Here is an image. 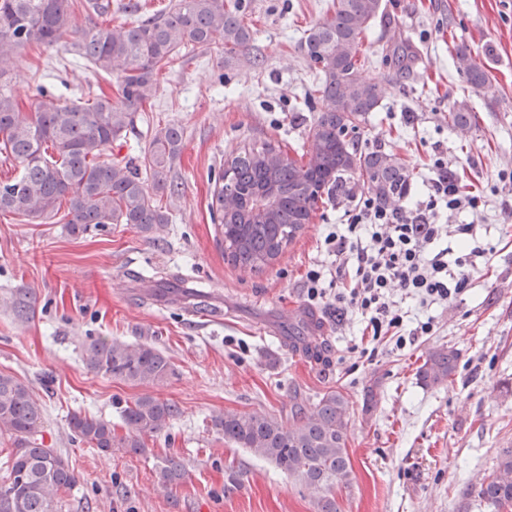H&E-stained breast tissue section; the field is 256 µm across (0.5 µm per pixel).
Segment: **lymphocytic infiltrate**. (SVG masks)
Masks as SVG:
<instances>
[{
  "instance_id": "obj_1",
  "label": "lymphocytic infiltrate",
  "mask_w": 512,
  "mask_h": 512,
  "mask_svg": "<svg viewBox=\"0 0 512 512\" xmlns=\"http://www.w3.org/2000/svg\"><path fill=\"white\" fill-rule=\"evenodd\" d=\"M422 191L405 192L391 206L371 191L352 188L346 221L332 225L323 241L336 259L337 303L360 312L373 339L391 336L397 348L432 335V320L406 326L394 293L429 307L453 302L469 288L471 274L494 247L476 238L469 224H443L455 212L479 214L482 200L448 176L442 152L429 157Z\"/></svg>"
}]
</instances>
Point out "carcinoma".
Segmentation results:
<instances>
[{"label": "carcinoma", "mask_w": 512, "mask_h": 512, "mask_svg": "<svg viewBox=\"0 0 512 512\" xmlns=\"http://www.w3.org/2000/svg\"><path fill=\"white\" fill-rule=\"evenodd\" d=\"M73 0H0V159L20 167L0 181V213H14L32 224L61 212L66 230L82 236L130 224L146 240L157 241L170 214L155 199L175 195L170 179L183 148L173 124L152 129L138 164L107 154L112 143L134 129L144 111L157 72L182 50L207 48L224 40L229 61L250 46L252 30L243 23L249 0H175L169 11L132 25L96 26L80 34L77 55L107 74L117 75V95H96L87 102L63 104L42 96L34 111H20L6 69L17 50L49 46L73 30ZM334 14L306 31L300 50L315 73L313 98L321 108L311 125V149L290 154L271 144L253 146L228 159L220 180L237 192V204L224 208V185L214 197L221 219L224 258L235 267L261 273L270 267L308 223L322 192L347 194L351 180L391 203L404 190V168L361 143V127L381 105L378 84L361 76L369 58H360L362 35L383 12L382 0H334ZM460 75L472 91L486 74L463 49L457 52ZM473 112L463 103L448 110V126H472ZM32 292L0 298V307L24 317ZM86 368L133 385H164L173 374L169 358L148 343L91 338L84 342ZM457 353L447 347L428 352L419 380L442 384L457 370ZM44 406L24 382L0 373V436L16 445L0 477V512H62L61 494L77 482L69 464L41 431ZM181 411L172 401L146 394L121 410L125 432L94 415H69L74 439L110 455L125 449L139 454L144 436L166 428ZM224 441L266 460L311 490L317 512H337L336 491L350 485L352 466L346 448L349 404L339 391L323 394L311 407L295 406L288 422L262 412L226 411L212 417ZM185 478L171 456L155 466L157 491L168 495ZM494 512H512V448L502 450L477 491Z\"/></svg>", "instance_id": "carcinoma-1"}]
</instances>
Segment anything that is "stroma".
<instances>
[{
	"label": "stroma",
	"instance_id": "35a3bbf8",
	"mask_svg": "<svg viewBox=\"0 0 512 512\" xmlns=\"http://www.w3.org/2000/svg\"><path fill=\"white\" fill-rule=\"evenodd\" d=\"M330 4L251 0L249 51L225 63L217 40L203 51L186 50L157 73L147 111L112 156L135 157L151 126H180L183 150L173 171L179 193L161 198L172 218L163 240L146 241L126 224L76 237L61 224L0 215V296L35 291L26 318L0 311V372L35 389L44 404V439L77 476L62 512H317L301 482L226 443L211 417L262 409L286 419L295 404L309 405L330 390L344 394L351 415L354 480L337 491L338 512H480L478 482L501 449L512 448V0H383L382 16L364 34L367 53L405 45L416 54L407 70L391 57L363 69L383 96L362 130L364 146L418 180L428 176L433 149L447 153L465 188L485 199L482 217L463 213L457 223H474L478 238L496 248L462 299L425 309L433 335L402 350L377 345L371 356L360 316L332 301H309L303 285L309 268L330 267L323 238L349 200L318 204L261 274L225 260L214 204L216 180L232 152L265 141L310 145L318 111L306 101L313 71L299 42L329 17ZM99 22L75 9L74 32L54 45L18 51L10 77L24 112L44 91L72 102L113 89L74 48L77 31ZM461 45L486 70L480 91L467 90L456 68ZM459 102L476 115L463 135L448 128V109ZM192 306L222 307L223 323L188 318ZM307 318L318 328L306 347L295 335ZM90 336L154 344L173 364L159 394L182 414L147 437L144 453L116 450L107 457L69 434L71 412L117 427L121 406L148 391L90 372L82 359ZM441 346L457 352V373L424 386L417 371ZM373 379L379 403L368 413L365 387ZM165 455L186 471L167 496L154 489V465ZM228 465L241 473L240 488L229 495Z\"/></svg>",
	"mask_w": 512,
	"mask_h": 512
}]
</instances>
